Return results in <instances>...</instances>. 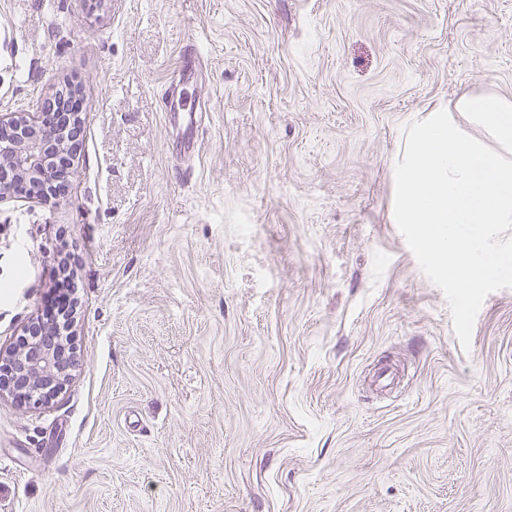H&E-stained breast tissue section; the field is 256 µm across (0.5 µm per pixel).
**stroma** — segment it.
Masks as SVG:
<instances>
[{"label":"stroma","instance_id":"stroma-1","mask_svg":"<svg viewBox=\"0 0 512 512\" xmlns=\"http://www.w3.org/2000/svg\"><path fill=\"white\" fill-rule=\"evenodd\" d=\"M67 81L65 196L0 202V348L66 262L77 364L0 396V512H512V289L463 349L390 167L512 98V0H0V112Z\"/></svg>","mask_w":512,"mask_h":512}]
</instances>
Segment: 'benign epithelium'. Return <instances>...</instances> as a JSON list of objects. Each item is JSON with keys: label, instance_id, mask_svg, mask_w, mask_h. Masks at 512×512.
Wrapping results in <instances>:
<instances>
[{"label": "benign epithelium", "instance_id": "obj_1", "mask_svg": "<svg viewBox=\"0 0 512 512\" xmlns=\"http://www.w3.org/2000/svg\"><path fill=\"white\" fill-rule=\"evenodd\" d=\"M79 113L63 110L0 113V201L17 196L57 200L73 174L79 142L68 137ZM24 346L0 349V394L20 404L47 406L71 379L73 360L48 340L49 325L36 316L23 329Z\"/></svg>", "mask_w": 512, "mask_h": 512}]
</instances>
